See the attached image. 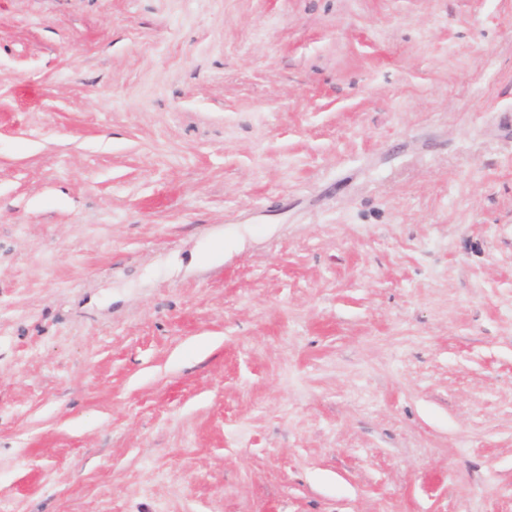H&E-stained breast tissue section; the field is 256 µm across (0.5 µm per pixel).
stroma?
Segmentation results:
<instances>
[{
    "mask_svg": "<svg viewBox=\"0 0 512 512\" xmlns=\"http://www.w3.org/2000/svg\"><path fill=\"white\" fill-rule=\"evenodd\" d=\"M0 512H512V0H0Z\"/></svg>",
    "mask_w": 512,
    "mask_h": 512,
    "instance_id": "stroma-1",
    "label": "stroma"
}]
</instances>
